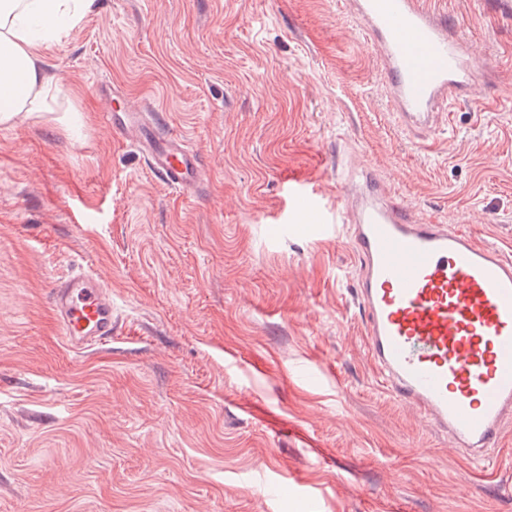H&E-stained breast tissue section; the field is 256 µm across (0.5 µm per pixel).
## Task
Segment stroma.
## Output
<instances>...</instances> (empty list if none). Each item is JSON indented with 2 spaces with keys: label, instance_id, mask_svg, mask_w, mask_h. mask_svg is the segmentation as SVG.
I'll list each match as a JSON object with an SVG mask.
<instances>
[{
  "label": "stroma",
  "instance_id": "obj_1",
  "mask_svg": "<svg viewBox=\"0 0 512 512\" xmlns=\"http://www.w3.org/2000/svg\"><path fill=\"white\" fill-rule=\"evenodd\" d=\"M439 2L493 75L425 145L345 0H95L43 47L51 111L0 125V512H512V430L475 465L372 370L336 209L362 161L512 252V12ZM116 91L198 191L113 137ZM80 272L112 294L85 350L50 307ZM121 110L112 108L104 114L105 123L115 135L130 137L150 162L151 170L161 175L167 186L188 192L203 182L205 175L201 160L180 137L161 136L152 112L133 110L124 99Z\"/></svg>",
  "mask_w": 512,
  "mask_h": 512
}]
</instances>
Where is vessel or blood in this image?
Here are the masks:
<instances>
[{
	"label": "vessel or blood",
	"instance_id": "vessel-or-blood-1",
	"mask_svg": "<svg viewBox=\"0 0 512 512\" xmlns=\"http://www.w3.org/2000/svg\"><path fill=\"white\" fill-rule=\"evenodd\" d=\"M348 3L379 52L399 122L427 140L450 103L474 94L487 62L471 55L433 0ZM104 119L171 189L203 182L197 153L180 137L160 135L152 113L127 106ZM336 207L353 229L355 296L372 368L466 459L487 460L512 423V254L455 225L420 219L366 167L344 183ZM51 307L71 347L111 341L112 296L96 276L57 282Z\"/></svg>",
	"mask_w": 512,
	"mask_h": 512
}]
</instances>
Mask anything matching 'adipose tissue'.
<instances>
[{"label": "adipose tissue", "mask_w": 512, "mask_h": 512, "mask_svg": "<svg viewBox=\"0 0 512 512\" xmlns=\"http://www.w3.org/2000/svg\"><path fill=\"white\" fill-rule=\"evenodd\" d=\"M94 0H0V125L46 109L41 47L75 28Z\"/></svg>", "instance_id": "1"}]
</instances>
